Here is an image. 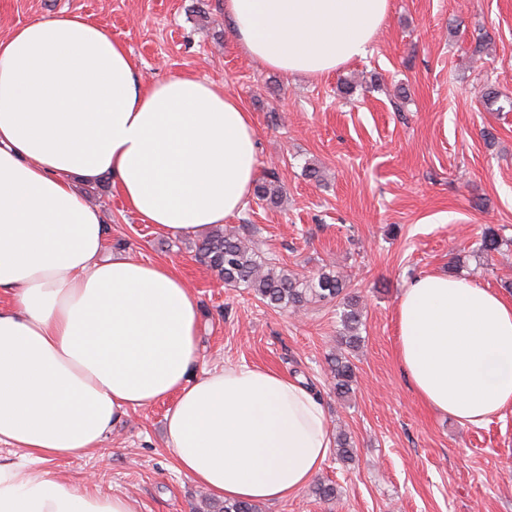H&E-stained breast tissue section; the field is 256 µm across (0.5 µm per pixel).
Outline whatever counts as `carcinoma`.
Wrapping results in <instances>:
<instances>
[{
  "mask_svg": "<svg viewBox=\"0 0 512 512\" xmlns=\"http://www.w3.org/2000/svg\"><path fill=\"white\" fill-rule=\"evenodd\" d=\"M254 195L267 205L280 202L281 186L275 172L263 173L256 182ZM511 244L512 239L488 226L482 231L477 253L488 256ZM197 253L224 285L243 286L273 307L297 312L311 303L338 300V306L342 308V329L338 349L328 355V365L336 397L346 398L353 392L356 375L345 350L360 344L363 314L359 298L348 292L349 280L345 275L330 268H322L308 276L291 272L268 256L259 242L236 232H226L222 226L199 240Z\"/></svg>",
  "mask_w": 512,
  "mask_h": 512,
  "instance_id": "carcinoma-1",
  "label": "carcinoma"
}]
</instances>
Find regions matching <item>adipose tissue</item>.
Segmentation results:
<instances>
[{
	"label": "adipose tissue",
	"instance_id": "ef3b65f1",
	"mask_svg": "<svg viewBox=\"0 0 512 512\" xmlns=\"http://www.w3.org/2000/svg\"><path fill=\"white\" fill-rule=\"evenodd\" d=\"M391 0H224L262 67L321 78L361 57ZM251 113L223 85L148 81L131 50L79 16L0 36V512H134L47 465L93 452L130 412L169 401L179 472L229 500L297 496L332 446L322 402L253 365L197 372L198 304L168 265L105 253L77 190L109 176L173 238L242 210L257 175ZM398 359L429 408L480 426L512 408V302L425 274L397 306Z\"/></svg>",
	"mask_w": 512,
	"mask_h": 512
}]
</instances>
